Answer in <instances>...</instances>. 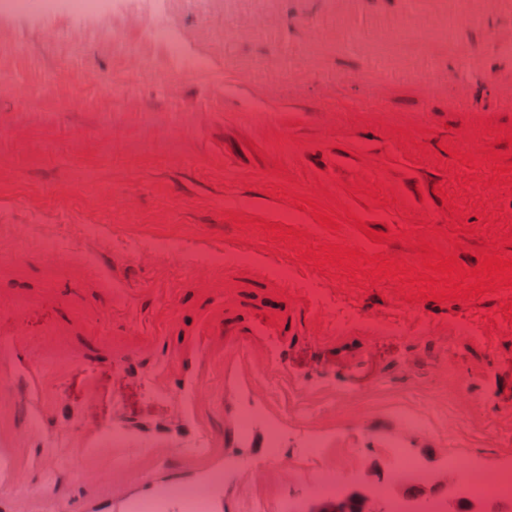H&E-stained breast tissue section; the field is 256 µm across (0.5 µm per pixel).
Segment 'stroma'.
Listing matches in <instances>:
<instances>
[{"label": "stroma", "instance_id": "35a3bbf8", "mask_svg": "<svg viewBox=\"0 0 512 512\" xmlns=\"http://www.w3.org/2000/svg\"><path fill=\"white\" fill-rule=\"evenodd\" d=\"M447 18L448 0H211L203 12L172 14L187 44L212 59L187 73L91 35L71 53L63 18L0 17V248L21 264L0 271V304L25 301L31 339L64 330L69 352L88 360L47 389L58 492L71 487L65 457L80 436L124 421L153 430L178 420L177 407L151 392L156 360L127 358L121 322L154 316L162 289L175 288L179 330L194 332L203 304L195 257L225 248L319 283L331 306L316 323L301 321L298 291L263 293L254 315L287 310L289 378L359 395L331 409L324 428L334 444L322 455L288 446L287 472L252 493L268 506L291 493L307 505L318 500L312 482L329 466L388 471L385 444L398 437L390 409L419 399L456 423L458 452L490 467L512 461V331L502 314L512 287L413 301L410 283L303 260L302 249L266 229L297 213L307 243L383 254L418 271L421 240L465 268L482 248L512 260V185L498 184L491 206L480 191L494 162L512 163V10L470 0L465 23L451 29ZM425 19L441 33L428 46L410 34ZM401 23L407 36L383 45ZM19 42L26 49L17 53ZM422 62L423 82L412 73ZM113 81L126 92L109 91ZM331 210L335 230L313 218ZM363 223L386 240L372 241ZM13 224L31 225L28 242L12 243ZM89 224L96 234L85 233ZM177 243L188 262L174 269L164 258ZM47 246L92 265L50 270L35 255ZM97 268L121 279L116 303L95 287ZM338 306L361 312L362 322L332 332ZM414 310L428 331L373 329ZM463 318L483 340L458 335ZM94 332L104 341L92 343ZM356 411L367 419L361 432L347 425Z\"/></svg>", "mask_w": 512, "mask_h": 512}]
</instances>
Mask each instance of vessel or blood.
Wrapping results in <instances>:
<instances>
[{"mask_svg":"<svg viewBox=\"0 0 512 512\" xmlns=\"http://www.w3.org/2000/svg\"><path fill=\"white\" fill-rule=\"evenodd\" d=\"M200 273L208 299L193 337L176 340L178 310L171 304L161 310L155 330L141 321L126 320L125 333L132 338L129 355L136 358L158 349L165 353L167 367L153 375V389L181 407L183 427L158 440L162 458L208 469L223 458L225 447L244 442L264 451L260 464L245 471L246 479L256 483L268 469L288 468L285 453L266 452L271 445L267 421L299 431V423L288 419V402H304L312 395L308 386L291 383L286 376L282 354L289 333L287 315L271 312L258 322L251 316L257 292L282 287L283 282L269 275L262 262L255 263L246 277L210 266L201 267ZM8 310L13 314L11 328L0 334V405L26 388L32 420L20 429L10 423L0 425V499L37 500L42 512H93L96 496L116 505L118 512H189L162 495L160 466L143 464L151 447L133 432L115 427L97 431L70 449L72 490L68 498L58 500L48 471L30 450L36 442L48 454L54 445L52 431L43 425L47 374L32 362L30 353L40 350L59 369H80L87 362L68 354L58 340L36 346L22 332L17 304H10ZM228 398L236 400L242 411L262 409V419L248 434H241L235 425L220 430L209 426V415L223 411Z\"/></svg>","mask_w":512,"mask_h":512,"instance_id":"b4317fda","label":"vessel or blood"}]
</instances>
